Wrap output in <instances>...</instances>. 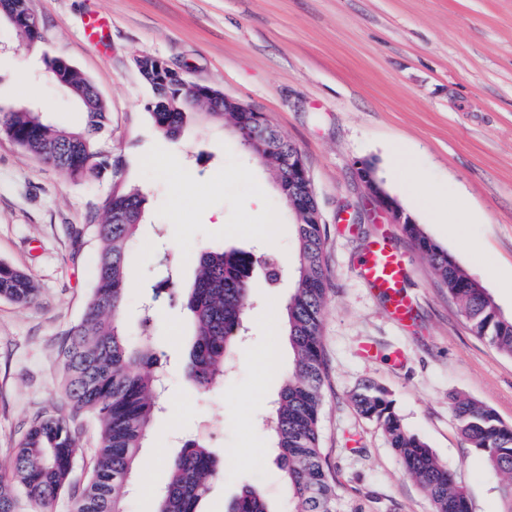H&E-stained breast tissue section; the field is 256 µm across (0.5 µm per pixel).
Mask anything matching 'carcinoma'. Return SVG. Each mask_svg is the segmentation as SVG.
I'll use <instances>...</instances> for the list:
<instances>
[{"label":"carcinoma","instance_id":"cac0c4a2","mask_svg":"<svg viewBox=\"0 0 512 512\" xmlns=\"http://www.w3.org/2000/svg\"><path fill=\"white\" fill-rule=\"evenodd\" d=\"M64 89L84 110L79 130H58L35 112L17 109L0 115V131L27 154L52 165L79 183L112 170V189L103 201L104 218L85 224L76 237L90 236L97 243L95 276L90 299L79 322L59 349L61 390L76 413H86L99 424L95 464L85 484L72 493V512H126L124 492L136 467L151 422L160 411L162 363L153 338L130 340L121 325L128 290L127 260L144 215L145 198L139 190L118 180L122 159L100 150L97 136L108 122L105 102L93 93L94 85L71 67L65 70ZM151 116L157 129L175 139L184 126L203 118L234 130L256 128L255 113L226 112L216 103L204 112L186 103L177 87L154 90ZM270 168L275 183L280 155L244 146ZM282 198L299 214L313 201L307 188L280 189ZM296 287L286 306L285 332L294 359L275 402L269 435L277 448L290 493V512H363L351 508L336 490L326 466L320 439L321 408L327 385L321 336L328 271L324 263L325 226L296 219ZM404 234L426 256L459 302L471 329L512 356V316L506 317L474 279L448 252L435 244L419 224L402 225ZM260 264L267 278L278 280L280 267L270 258L242 250L211 246L199 252L197 273L186 289L185 307L191 318L192 342L186 352L188 374L200 391L224 379V363L244 331L251 274ZM39 288L25 272L0 262V297L19 306L34 303ZM358 413L380 425L399 456L404 471L427 493L434 512H469L466 489L435 457L419 436L409 433L386 390L365 385L353 396ZM458 430L473 448L481 450L491 468L504 478L505 512H512V427L493 410L471 400L453 404ZM79 428L64 415L38 414L20 438L13 476L0 479V512H19L25 498L40 512H51L58 495L70 487L69 461L79 447ZM170 479L158 500L157 512H198L222 468L200 440L185 442L170 464ZM227 512H270L266 502L246 487Z\"/></svg>","mask_w":512,"mask_h":512}]
</instances>
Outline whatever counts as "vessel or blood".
<instances>
[{
	"mask_svg": "<svg viewBox=\"0 0 512 512\" xmlns=\"http://www.w3.org/2000/svg\"><path fill=\"white\" fill-rule=\"evenodd\" d=\"M408 268L404 254L387 239L372 241L363 260L362 274L369 285L388 299V308L398 321L411 317V303L401 292Z\"/></svg>",
	"mask_w": 512,
	"mask_h": 512,
	"instance_id": "vessel-or-blood-1",
	"label": "vessel or blood"
}]
</instances>
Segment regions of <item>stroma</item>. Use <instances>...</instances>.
I'll use <instances>...</instances> for the list:
<instances>
[{
	"mask_svg": "<svg viewBox=\"0 0 512 512\" xmlns=\"http://www.w3.org/2000/svg\"><path fill=\"white\" fill-rule=\"evenodd\" d=\"M42 39L25 48L0 20V109L28 108L66 128L83 123L53 79L59 56L98 89L110 122L99 136L122 155L120 180L146 198L129 256L123 327L149 333L166 375L165 406L143 448L154 465L132 475L127 512H156L168 462L184 440H204L223 465L201 512H226L243 487L271 512H289L288 487L265 422L293 355L284 332L293 291L295 215L269 171L232 127L191 124L177 140L156 129L153 92L136 59L157 56L193 82L264 113L301 152L326 227L329 273L322 327L328 384L322 446L337 490L364 512H433L381 428L352 395L386 388L405 428L420 436L468 491L470 512H502L501 480L459 433L453 398L474 400L512 426V357L476 336L426 258L374 206L357 168L377 181L425 233L512 315V0H28ZM98 12L108 36L89 43ZM82 183L25 154L0 132V261L40 288L21 307L0 298V475L38 413H67L58 349L80 320L94 282L95 247L75 248L112 186ZM436 189L434 223L414 201ZM264 194L262 215L252 211ZM273 227L271 237L255 224ZM387 238L409 258L403 292L410 324L394 321L363 279L366 245ZM213 243L277 257V282L252 275L248 330L223 383L201 392L185 374L190 319L156 294L185 288L197 253ZM376 355H364L363 343ZM402 360H393L394 352ZM270 360L259 368L260 360Z\"/></svg>",
	"mask_w": 512,
	"mask_h": 512,
	"instance_id": "stroma-1",
	"label": "stroma"
}]
</instances>
